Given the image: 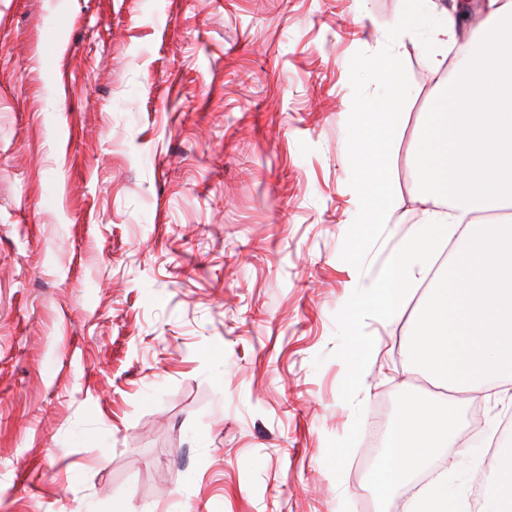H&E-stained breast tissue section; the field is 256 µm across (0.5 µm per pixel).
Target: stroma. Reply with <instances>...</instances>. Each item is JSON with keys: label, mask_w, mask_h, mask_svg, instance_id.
<instances>
[{"label": "stroma", "mask_w": 512, "mask_h": 512, "mask_svg": "<svg viewBox=\"0 0 512 512\" xmlns=\"http://www.w3.org/2000/svg\"><path fill=\"white\" fill-rule=\"evenodd\" d=\"M449 49L485 0H435ZM404 0H0V512H403L368 489L370 428L420 378L410 315L341 305L417 219L411 145L440 85L416 35L390 164L397 209L340 258L350 60ZM479 500L512 418L464 410Z\"/></svg>", "instance_id": "1"}]
</instances>
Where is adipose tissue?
<instances>
[{
	"mask_svg": "<svg viewBox=\"0 0 512 512\" xmlns=\"http://www.w3.org/2000/svg\"><path fill=\"white\" fill-rule=\"evenodd\" d=\"M486 15L425 112L414 180L420 216L379 276L347 303V360L367 371L377 351L365 320L397 321L416 300L404 353L438 391L410 395L370 478L386 498L409 485L460 440L461 397L512 385V0H487ZM495 453L501 470L478 510L448 492L447 474L408 497L404 512H512V442Z\"/></svg>",
	"mask_w": 512,
	"mask_h": 512,
	"instance_id": "obj_1",
	"label": "adipose tissue"
}]
</instances>
